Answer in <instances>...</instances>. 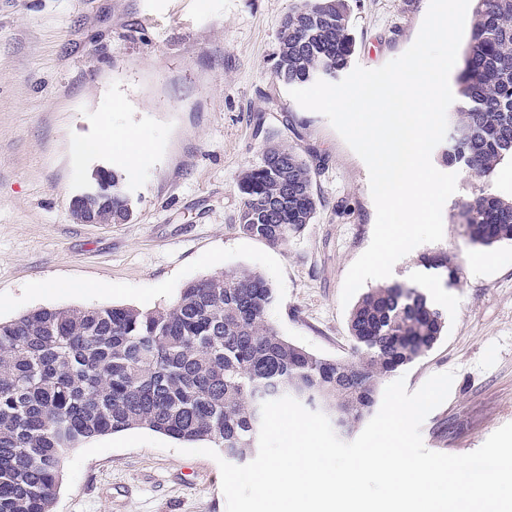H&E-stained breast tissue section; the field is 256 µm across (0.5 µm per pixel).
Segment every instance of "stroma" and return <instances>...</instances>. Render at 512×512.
<instances>
[{"instance_id":"1","label":"stroma","mask_w":512,"mask_h":512,"mask_svg":"<svg viewBox=\"0 0 512 512\" xmlns=\"http://www.w3.org/2000/svg\"><path fill=\"white\" fill-rule=\"evenodd\" d=\"M296 0H0V320L41 307L173 304L191 282L260 272L269 318L327 358L354 354L345 276L371 243L366 164L273 73L282 19ZM352 66L375 69L415 41L429 0H349ZM136 130L134 218L80 224L72 196L120 151L89 154L102 128ZM316 163L311 224L272 246L242 233L237 180L266 139ZM480 181L457 174L441 241L458 284L428 295L446 328L399 369L408 391L453 372L421 426L429 450H477L512 423V241L469 242L452 215ZM421 250V251H422ZM146 428L86 439L66 457L53 512H226L218 464Z\"/></svg>"}]
</instances>
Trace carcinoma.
Returning a JSON list of instances; mask_svg holds the SVG:
<instances>
[{"instance_id": "1", "label": "carcinoma", "mask_w": 512, "mask_h": 512, "mask_svg": "<svg viewBox=\"0 0 512 512\" xmlns=\"http://www.w3.org/2000/svg\"><path fill=\"white\" fill-rule=\"evenodd\" d=\"M473 23L455 76L456 140L444 160L486 179L512 162V0H473ZM355 50L348 0H297L281 24L275 74L288 86L334 79ZM99 203L129 222L134 198L110 169ZM239 230L271 245L312 223L321 201L311 165L269 142L237 182ZM469 241H512V200L486 189L453 214ZM420 265L444 285L460 267L446 251ZM425 285L391 283L355 303L357 356L329 359L285 339L269 319L272 288L258 272L230 270L183 289L169 306L40 308L0 321V512H53L68 451L87 438L144 427L205 441L241 463L258 448L261 404L282 396L322 408L348 435L378 403L383 381L430 351L446 317Z\"/></svg>"}]
</instances>
